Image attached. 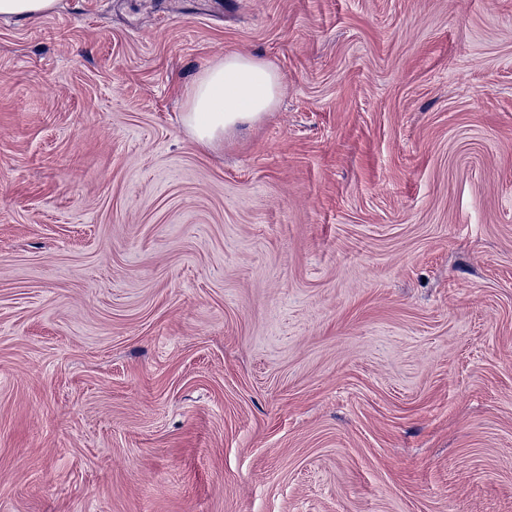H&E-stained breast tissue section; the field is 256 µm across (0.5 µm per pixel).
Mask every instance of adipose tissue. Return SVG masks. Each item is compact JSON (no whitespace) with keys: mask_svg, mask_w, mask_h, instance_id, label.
Listing matches in <instances>:
<instances>
[{"mask_svg":"<svg viewBox=\"0 0 512 512\" xmlns=\"http://www.w3.org/2000/svg\"><path fill=\"white\" fill-rule=\"evenodd\" d=\"M282 84V75L268 61L225 54L187 88L182 125L199 146L221 150L225 135L274 110Z\"/></svg>","mask_w":512,"mask_h":512,"instance_id":"obj_1","label":"adipose tissue"}]
</instances>
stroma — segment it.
Wrapping results in <instances>:
<instances>
[{
    "label": "stroma",
    "instance_id": "obj_1",
    "mask_svg": "<svg viewBox=\"0 0 512 512\" xmlns=\"http://www.w3.org/2000/svg\"><path fill=\"white\" fill-rule=\"evenodd\" d=\"M0 512H512V0L0 18ZM282 84V75L268 61L224 54L186 89L182 126L196 144L219 151L225 135L274 110Z\"/></svg>",
    "mask_w": 512,
    "mask_h": 512
}]
</instances>
